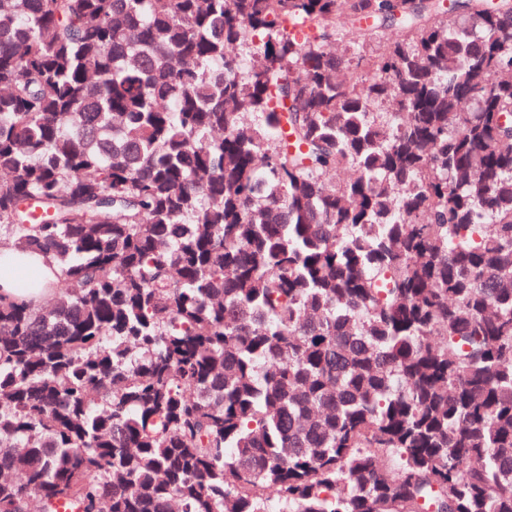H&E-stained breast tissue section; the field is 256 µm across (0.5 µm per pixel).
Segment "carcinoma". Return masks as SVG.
Listing matches in <instances>:
<instances>
[{
	"label": "carcinoma",
	"instance_id": "1",
	"mask_svg": "<svg viewBox=\"0 0 512 512\" xmlns=\"http://www.w3.org/2000/svg\"><path fill=\"white\" fill-rule=\"evenodd\" d=\"M1 248L0 512H512V0H0Z\"/></svg>",
	"mask_w": 512,
	"mask_h": 512
}]
</instances>
